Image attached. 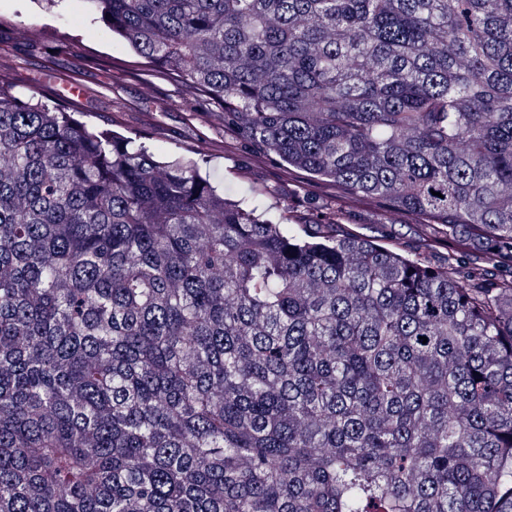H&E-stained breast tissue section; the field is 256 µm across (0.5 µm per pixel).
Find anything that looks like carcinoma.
<instances>
[{
	"instance_id": "1",
	"label": "carcinoma",
	"mask_w": 512,
	"mask_h": 512,
	"mask_svg": "<svg viewBox=\"0 0 512 512\" xmlns=\"http://www.w3.org/2000/svg\"><path fill=\"white\" fill-rule=\"evenodd\" d=\"M88 2L448 256L262 220L0 76V512H512V0Z\"/></svg>"
}]
</instances>
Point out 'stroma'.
Here are the masks:
<instances>
[{
  "label": "stroma",
  "instance_id": "obj_1",
  "mask_svg": "<svg viewBox=\"0 0 512 512\" xmlns=\"http://www.w3.org/2000/svg\"><path fill=\"white\" fill-rule=\"evenodd\" d=\"M0 74L17 92L48 98L98 129L144 142L159 159H198L225 196L278 224L338 222L340 231L443 266L448 248L431 222L373 199L350 201L241 139L210 104L149 66L88 0H0Z\"/></svg>",
  "mask_w": 512,
  "mask_h": 512
}]
</instances>
